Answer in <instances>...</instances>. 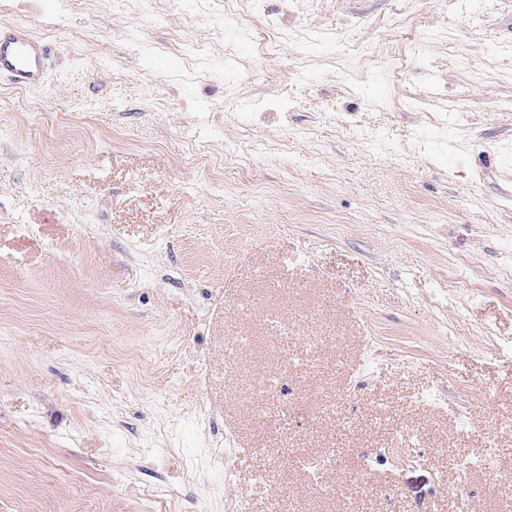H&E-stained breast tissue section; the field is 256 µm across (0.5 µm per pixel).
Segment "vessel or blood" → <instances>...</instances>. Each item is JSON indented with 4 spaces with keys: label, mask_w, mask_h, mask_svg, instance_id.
Returning a JSON list of instances; mask_svg holds the SVG:
<instances>
[{
    "label": "vessel or blood",
    "mask_w": 512,
    "mask_h": 512,
    "mask_svg": "<svg viewBox=\"0 0 512 512\" xmlns=\"http://www.w3.org/2000/svg\"><path fill=\"white\" fill-rule=\"evenodd\" d=\"M48 70V47L33 38L27 26H0V79L35 86Z\"/></svg>",
    "instance_id": "obj_1"
}]
</instances>
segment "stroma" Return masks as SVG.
<instances>
[{
  "label": "stroma",
  "mask_w": 512,
  "mask_h": 512,
  "mask_svg": "<svg viewBox=\"0 0 512 512\" xmlns=\"http://www.w3.org/2000/svg\"><path fill=\"white\" fill-rule=\"evenodd\" d=\"M26 22L0 512H512V0H0Z\"/></svg>",
  "instance_id": "35a3bbf8"
}]
</instances>
